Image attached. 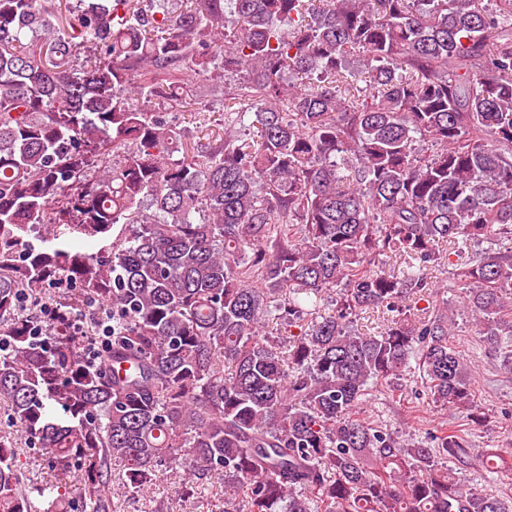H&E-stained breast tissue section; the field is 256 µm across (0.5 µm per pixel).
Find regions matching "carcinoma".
<instances>
[{"label":"carcinoma","instance_id":"carcinoma-1","mask_svg":"<svg viewBox=\"0 0 512 512\" xmlns=\"http://www.w3.org/2000/svg\"><path fill=\"white\" fill-rule=\"evenodd\" d=\"M187 66L219 144L150 109L182 106ZM504 239L512 0H0V402L91 512H114L116 460L137 490L180 460L185 492L217 475L224 512H512L441 466L471 463L465 429L410 443L358 411L413 359L434 403L484 419L448 301L408 311L448 267L512 375ZM60 277L108 308L106 361L70 302L35 336ZM368 309L397 317L372 336ZM270 321L298 329L286 356ZM15 461L0 436V512H67Z\"/></svg>","mask_w":512,"mask_h":512}]
</instances>
